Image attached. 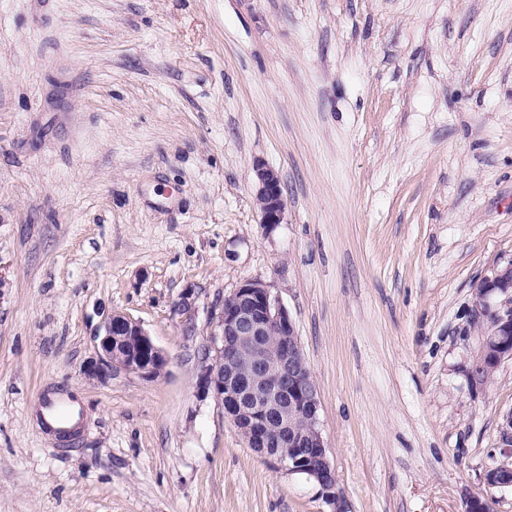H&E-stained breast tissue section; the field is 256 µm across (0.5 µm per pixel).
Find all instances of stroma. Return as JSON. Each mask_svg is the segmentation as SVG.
Segmentation results:
<instances>
[{
    "label": "stroma",
    "mask_w": 512,
    "mask_h": 512,
    "mask_svg": "<svg viewBox=\"0 0 512 512\" xmlns=\"http://www.w3.org/2000/svg\"><path fill=\"white\" fill-rule=\"evenodd\" d=\"M511 260L512 0H0V512H327L200 388L248 279L295 322L346 512H512V361L468 377ZM112 311L158 376L82 374ZM60 391L65 446L34 416ZM256 194L254 204L261 216V224L269 227L282 224L286 200L277 170L265 162L257 161L254 167Z\"/></svg>",
    "instance_id": "35a3bbf8"
}]
</instances>
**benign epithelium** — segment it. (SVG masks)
Segmentation results:
<instances>
[{
  "label": "benign epithelium",
  "mask_w": 512,
  "mask_h": 512,
  "mask_svg": "<svg viewBox=\"0 0 512 512\" xmlns=\"http://www.w3.org/2000/svg\"><path fill=\"white\" fill-rule=\"evenodd\" d=\"M254 173L261 223H283L286 200L278 171L258 161ZM471 323L493 367L512 360V260L476 286ZM101 330L94 335L96 357L85 366L91 377L106 381L122 370L152 378L169 362L143 326L126 314L106 316ZM211 342L215 356L204 366L203 391L213 392L249 447L279 470L314 483L330 512H344L319 427L317 387L295 322L279 297L260 280L244 281L224 297Z\"/></svg>",
  "instance_id": "1"
}]
</instances>
